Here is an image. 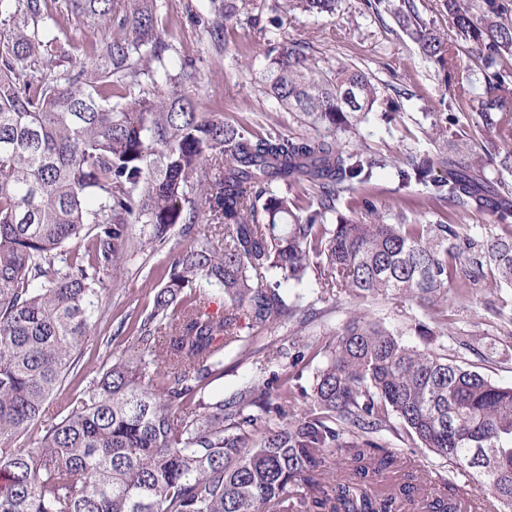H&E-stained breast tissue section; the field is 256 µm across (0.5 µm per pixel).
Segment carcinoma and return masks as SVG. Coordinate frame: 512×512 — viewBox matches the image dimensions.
Returning <instances> with one entry per match:
<instances>
[{"mask_svg": "<svg viewBox=\"0 0 512 512\" xmlns=\"http://www.w3.org/2000/svg\"><path fill=\"white\" fill-rule=\"evenodd\" d=\"M290 1L334 6L274 0L271 10L286 14ZM444 5L475 45L482 125L512 139V4L484 0L478 17L461 0ZM246 7L209 0L215 49ZM108 14L115 34L85 38L79 69L47 53L64 28ZM396 14L448 82V39L414 0ZM0 27V512H459L471 502L512 512V386L448 358L442 342L448 283L463 276L465 293L488 270L511 287L512 238L382 217L325 224L342 193L385 167L403 188L507 224L512 209L486 193V168L511 169L512 154L468 162L465 139L450 154L349 147L378 86L349 65L319 68L298 45L267 50L266 89L318 135L228 125L220 109H198L193 62L169 69L158 0H65L52 13L41 0H0ZM302 185L317 190L305 215L288 196ZM202 216L215 233H193ZM178 224L188 243L158 265L150 310L121 321L139 351L113 355L67 398L34 452L10 447L76 368L104 278L137 249L161 252ZM73 241L83 249L58 265ZM311 272L355 298L398 294L435 315L395 332L359 312L294 352L272 338V369L227 398L206 391L224 352L252 354L242 320L268 331L294 321L304 296L288 301L282 283ZM385 432L441 465L405 473ZM469 469L472 480H451Z\"/></svg>", "mask_w": 512, "mask_h": 512, "instance_id": "obj_1", "label": "carcinoma"}]
</instances>
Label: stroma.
I'll use <instances>...</instances> for the list:
<instances>
[{"label":"stroma","instance_id":"obj_1","mask_svg":"<svg viewBox=\"0 0 512 512\" xmlns=\"http://www.w3.org/2000/svg\"><path fill=\"white\" fill-rule=\"evenodd\" d=\"M158 2L161 15L170 22L164 40L173 49L167 52V59L174 64L183 56L195 59L199 71L197 106L204 111L222 108L226 124L243 125L260 135L275 128L290 136H313L312 127L301 115L269 96L260 79L263 51L268 44L297 43L321 68L345 63L361 69L378 84L380 100L363 117L351 140L357 148L394 157L409 149L442 151L445 145L436 134L433 115L445 112L450 117L449 131L470 139L475 155H484L492 147L502 152L512 149V140H500L495 132L485 130L478 118L483 87L475 79L474 45L458 36L442 0H415V4L422 18L459 53L458 68L445 83L434 62L423 54L415 35L399 24L387 0H381L374 9L367 7L366 0H336L330 13L292 9L279 25L272 21V0H250L248 10L226 22L224 49L220 52L212 47L200 25L201 18L208 14V0ZM463 83L469 84L471 93L462 101L458 90ZM365 198L370 201L366 207L361 204ZM377 214L390 223L403 215L411 224H459L486 239L512 235V225L498 223L487 213H459L431 200L420 186L399 189L390 168L377 170L370 183L342 193L326 224L334 226L342 216L367 223ZM156 263L151 251H138L106 281L78 366L47 401L46 417H53L61 401L73 391L85 389L109 354L135 351V336L118 333L117 326L126 312L149 302L156 285L151 273ZM501 307L512 309V287L493 277H486L466 295L449 287L445 343L453 359L496 384L512 386V339L501 337L500 323L494 315ZM317 309L316 318L308 325L280 328V338L289 342L319 336L341 327L357 311L391 328L404 326L409 318L425 319L430 315L428 309L398 295L363 302L342 291L327 295L325 301L318 302ZM462 337L468 339L469 348L459 346ZM265 344V339H258L252 357L244 362L233 353H225L224 376L211 384V392L231 393L254 377L266 362Z\"/></svg>","mask_w":512,"mask_h":512}]
</instances>
